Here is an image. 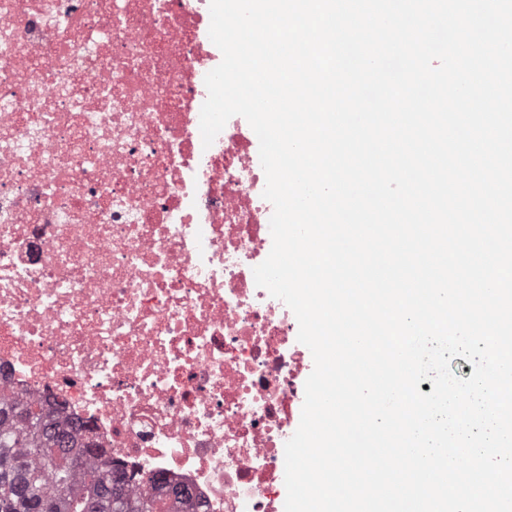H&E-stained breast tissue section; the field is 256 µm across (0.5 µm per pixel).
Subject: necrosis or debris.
I'll list each match as a JSON object with an SVG mask.
<instances>
[{
  "mask_svg": "<svg viewBox=\"0 0 512 512\" xmlns=\"http://www.w3.org/2000/svg\"><path fill=\"white\" fill-rule=\"evenodd\" d=\"M210 0H0V394L181 512H276L305 352L256 285L251 129L203 146Z\"/></svg>",
  "mask_w": 512,
  "mask_h": 512,
  "instance_id": "obj_1",
  "label": "necrosis or debris"
}]
</instances>
